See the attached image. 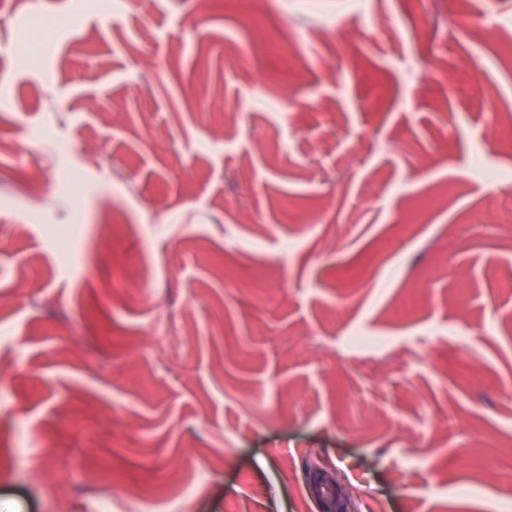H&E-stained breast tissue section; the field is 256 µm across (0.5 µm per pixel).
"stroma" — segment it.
<instances>
[{"label": "stroma", "mask_w": 512, "mask_h": 512, "mask_svg": "<svg viewBox=\"0 0 512 512\" xmlns=\"http://www.w3.org/2000/svg\"><path fill=\"white\" fill-rule=\"evenodd\" d=\"M511 121L512 0H7L0 512H512ZM308 492L317 512H349L353 504L336 480V474L316 469L308 481Z\"/></svg>", "instance_id": "35a3bbf8"}]
</instances>
